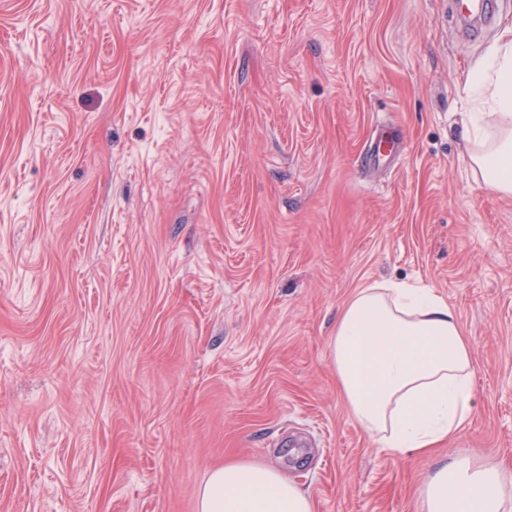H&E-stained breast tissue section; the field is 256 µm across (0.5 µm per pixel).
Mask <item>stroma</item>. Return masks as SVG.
I'll use <instances>...</instances> for the list:
<instances>
[{"label":"stroma","instance_id":"stroma-1","mask_svg":"<svg viewBox=\"0 0 512 512\" xmlns=\"http://www.w3.org/2000/svg\"><path fill=\"white\" fill-rule=\"evenodd\" d=\"M449 0H0V512H197L225 461L414 512L330 336L420 283L475 351L442 448L512 463V196L470 168ZM400 140L366 172L375 139Z\"/></svg>","mask_w":512,"mask_h":512}]
</instances>
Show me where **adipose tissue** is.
Wrapping results in <instances>:
<instances>
[{"mask_svg":"<svg viewBox=\"0 0 512 512\" xmlns=\"http://www.w3.org/2000/svg\"><path fill=\"white\" fill-rule=\"evenodd\" d=\"M460 115L484 184L512 194V29L477 60ZM336 378L363 430L399 457L427 454L469 420L476 357L455 311L434 289L387 281L357 288L331 338ZM416 512H512V467L467 453L436 461ZM198 512H314L309 495L270 465L213 469Z\"/></svg>","mask_w":512,"mask_h":512,"instance_id":"1","label":"adipose tissue"}]
</instances>
